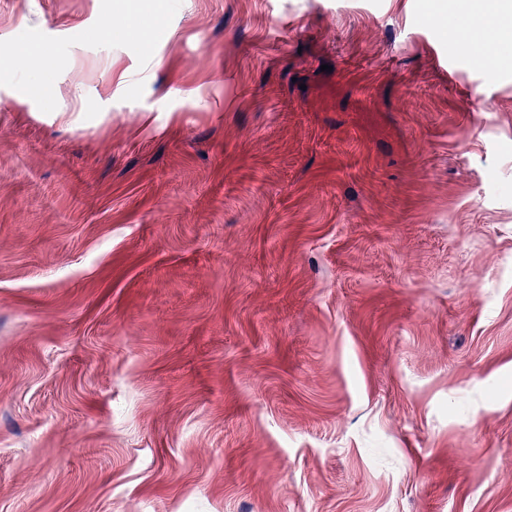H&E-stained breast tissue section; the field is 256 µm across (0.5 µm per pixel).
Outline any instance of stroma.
<instances>
[{"mask_svg": "<svg viewBox=\"0 0 512 512\" xmlns=\"http://www.w3.org/2000/svg\"><path fill=\"white\" fill-rule=\"evenodd\" d=\"M462 5L0 0V512H512V58Z\"/></svg>", "mask_w": 512, "mask_h": 512, "instance_id": "1", "label": "stroma"}]
</instances>
